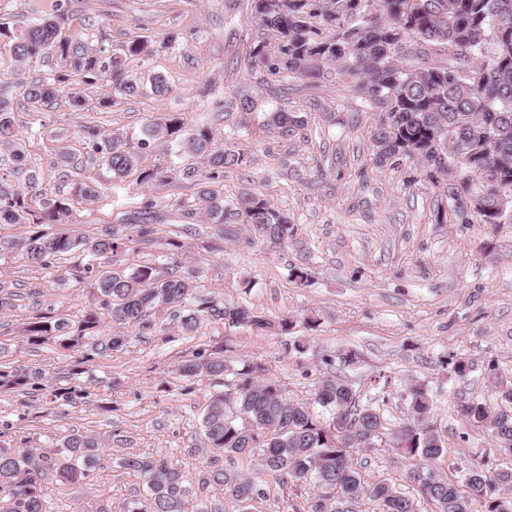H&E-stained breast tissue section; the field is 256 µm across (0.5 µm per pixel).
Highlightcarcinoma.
<instances>
[{
	"label": "carcinoma",
	"mask_w": 512,
	"mask_h": 512,
	"mask_svg": "<svg viewBox=\"0 0 512 512\" xmlns=\"http://www.w3.org/2000/svg\"><path fill=\"white\" fill-rule=\"evenodd\" d=\"M258 39L249 50L250 65L262 66L284 80L336 78L365 113L375 116L368 129L372 164L378 169L411 161L417 171L443 189L447 207L437 206L438 224H512L502 203L512 210V0H252ZM59 20L43 19L12 31L0 22V37L12 41L15 62L54 52L61 70L26 86L24 95L35 108L50 104L71 76L85 84L103 81L112 92L98 106H112V93L135 96L146 90L168 92L159 74L130 73L123 57H148L147 41L131 38L123 57H105L79 40L62 36ZM306 119L283 105L267 115V125L286 134L305 126ZM182 117L152 123L142 138L130 142L121 134L84 129L90 156L100 160L121 182L133 172L142 184L163 185L173 179L197 187L194 202L183 217L207 224L208 249L221 251L238 239L245 226L272 246L288 244L297 234L288 213L248 191L224 197V174L245 163L233 147L218 145L207 127L183 131ZM176 144L181 162L174 167L142 165L150 142ZM0 146L11 165L0 167V223L25 228V235L5 242L21 249L32 264L48 267L69 260L60 276L90 282L95 302L75 319L48 309L21 323L20 336L35 347H57L76 354L71 375L84 373L91 360L84 354L85 338L103 315L112 335L98 342L97 355L119 351L134 338L155 336V314L169 311L171 322L185 335L201 322L218 321L236 327L263 329L271 323L244 305H226L199 291L194 276L181 269L183 244L165 239L171 261L165 270L153 263L126 272L117 258L132 244L160 240L159 222L146 210L135 223L108 224L77 234L64 224L67 199L47 195L34 205L17 182L25 154L11 104L0 98ZM74 196L92 204L100 194L93 181L77 180ZM54 225L53 231L46 227ZM448 372L466 377L474 363L453 352L444 361ZM179 376L189 383L222 380L233 375L231 391L211 394L203 416L205 438L217 455H249L260 470L283 482L309 486L304 512H419L421 501L435 512H512V467L491 470L472 463L464 474L443 478L432 469L447 448L432 424L433 400L426 384L406 388L408 419L388 433L380 410L359 400L357 388L336 375L318 381L312 401L286 396L278 380L264 375L257 362L233 369L224 350L196 354L179 361ZM44 392L45 403L65 405L90 392L74 381H61L42 367L0 362V392ZM504 407L468 400L458 405L465 422L485 429L496 447L512 457V388L499 391ZM391 435L389 447L414 461L406 481L416 495L402 491L389 478L365 480L355 453L371 452ZM112 437L73 432L49 455L38 448H0V512H53L49 485H65L77 495L92 476L101 450ZM205 483L218 494L230 493L245 507L259 493L256 482L216 466ZM122 466L142 478L149 507L131 500L121 512H188L190 490L181 471L168 461L129 454Z\"/></svg>",
	"instance_id": "obj_1"
}]
</instances>
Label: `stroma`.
<instances>
[{
	"mask_svg": "<svg viewBox=\"0 0 512 512\" xmlns=\"http://www.w3.org/2000/svg\"><path fill=\"white\" fill-rule=\"evenodd\" d=\"M58 0H0V21L22 29L54 17ZM68 22L87 47L121 54L131 37L152 43L151 57L133 60L130 70L163 75L170 87L163 96H115L110 108H96L103 87L79 90L92 110L71 107L67 94L34 109L24 97L26 84L58 69L49 53L14 63L8 44L0 45V96L10 100L23 139L36 192L67 197L68 221L94 232L120 219L137 217L153 201L165 230L185 245V268L196 270L207 293L224 303L249 304L270 328H242L203 322L190 336L177 326L148 341H131L121 351L94 357L77 381L89 398L47 409L45 401L19 392L0 393V444L50 449L74 431L120 434L122 443L103 453L100 466L80 494L63 485L51 491L54 512H78L98 501L121 505L138 496L143 482L120 464L136 453L173 462L191 492L190 512H207L213 489L202 488L214 458L202 426L203 411L218 386L204 379L185 385L178 360L223 347L235 366L261 362L268 377L282 384L289 398L307 402L321 376L346 377L363 403L379 406L391 426L406 418L405 386L427 384L434 420L445 436L446 453L438 470L449 475L481 462L497 469L507 462L486 432L467 427L457 406L469 399L500 405L497 383L512 382V224H438L432 218L438 194L425 178H414L411 164L379 170L370 162L365 135L371 119L352 122L355 101L336 81L294 80L289 85L263 69H249V43L257 32L251 0H68ZM174 46H167L168 37ZM252 108L242 113L240 99ZM285 103L305 113L300 134L284 136L267 127L266 116ZM181 115L188 126L207 125L216 139L238 128L234 142L246 163L224 176V193H259L288 210L298 226L294 243L275 248L257 233H241L218 253L205 248L206 229H184L181 207L195 187L175 180L163 186L128 176L113 184L112 173L88 157L80 128L96 125L137 138L145 125ZM73 162V179L94 180L102 189L98 203L72 196L59 178L60 149ZM318 180V191L305 184ZM311 270V284L288 278L291 267ZM0 283L16 292L8 318L7 351L0 358L15 366L36 365L61 374L71 359L58 349H35L22 342L18 328L35 312L78 316L92 305L88 283L60 279L55 268L31 267L20 251L0 253ZM295 323L290 334L273 330L281 319ZM307 343L299 356L289 352L293 339ZM353 350L359 362L340 363ZM460 351L475 365L467 377L448 375L440 363ZM468 441H461V432ZM224 468L255 480L258 496L248 512H298L307 487L260 473L249 456L218 459ZM357 466L365 480L403 482L408 459L392 449L361 452Z\"/></svg>",
	"mask_w": 512,
	"mask_h": 512,
	"instance_id": "obj_1",
	"label": "stroma"
}]
</instances>
